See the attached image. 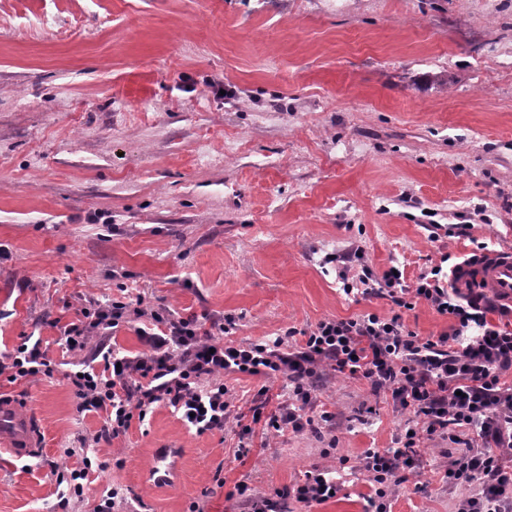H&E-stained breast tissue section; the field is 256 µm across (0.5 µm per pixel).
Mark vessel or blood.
<instances>
[{
	"mask_svg": "<svg viewBox=\"0 0 512 512\" xmlns=\"http://www.w3.org/2000/svg\"><path fill=\"white\" fill-rule=\"evenodd\" d=\"M450 282L458 288H484L494 307L512 305V252L469 257L452 268ZM40 449L41 442L26 415L17 405L0 397V450L22 459L35 456ZM182 457L179 448L154 449L146 480L164 486L175 483L180 477Z\"/></svg>",
	"mask_w": 512,
	"mask_h": 512,
	"instance_id": "vessel-or-blood-1",
	"label": "vessel or blood"
}]
</instances>
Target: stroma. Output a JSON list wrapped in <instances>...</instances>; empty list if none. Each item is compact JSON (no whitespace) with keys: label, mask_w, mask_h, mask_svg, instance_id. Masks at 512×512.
Segmentation results:
<instances>
[{"label":"stroma","mask_w":512,"mask_h":512,"mask_svg":"<svg viewBox=\"0 0 512 512\" xmlns=\"http://www.w3.org/2000/svg\"><path fill=\"white\" fill-rule=\"evenodd\" d=\"M480 242L512 252V0H0V354L34 336L55 364L0 376L42 443L0 454V512H59L87 455L106 467L72 512L114 486L115 512H248L316 467L341 486L315 512H366L361 458L406 419L388 394L326 373L331 425L255 429L241 459L235 426L199 435L165 406L96 444L103 417L66 377L91 354L62 328L140 297L256 341L389 313L344 295L326 256L356 245L410 282ZM169 444L180 481L141 483ZM449 446L430 443L392 512H454Z\"/></svg>","instance_id":"stroma-1"}]
</instances>
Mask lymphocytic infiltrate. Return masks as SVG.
I'll return each instance as SVG.
<instances>
[{
    "label": "lymphocytic infiltrate",
    "instance_id": "obj_1",
    "mask_svg": "<svg viewBox=\"0 0 512 512\" xmlns=\"http://www.w3.org/2000/svg\"><path fill=\"white\" fill-rule=\"evenodd\" d=\"M451 260L442 255L410 285L390 269L378 278L367 269L354 280L339 269L346 295L383 297L396 311L321 320L306 331L301 345L283 336L219 343L195 316H165L122 301L90 302L63 330L67 350L92 347L101 355V368L68 376L77 409L104 413L97 434L104 441L126 434L132 421H145L161 405L199 435L223 431L232 418L245 435L257 422L271 434L300 432L313 423L318 382L328 367L366 380L373 392L390 393L408 414L395 447L364 453V468L375 484L368 499L373 512H390L395 486L416 475L426 441L436 437L452 444L444 480L463 491L455 512H512V470L503 464L504 455H512V385L502 379L512 369V328L492 323L489 306L477 298L463 301L448 289L443 266ZM417 299L448 317L447 332L423 341L405 326L400 311L412 309ZM131 322L139 325L143 352L132 356L100 345V338ZM53 371L40 341L28 336L0 360V375L12 382ZM229 374L285 377L288 397L268 414L260 404L253 406L251 418L232 414L224 383ZM339 488L331 469L317 467L292 491L251 498L250 512H278L280 499L289 495L312 508L335 497Z\"/></svg>",
    "mask_w": 512,
    "mask_h": 512
}]
</instances>
